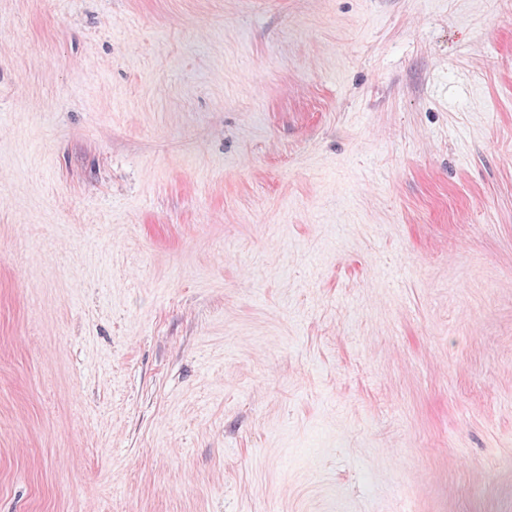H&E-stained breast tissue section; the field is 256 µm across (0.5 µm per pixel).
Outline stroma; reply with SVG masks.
I'll list each match as a JSON object with an SVG mask.
<instances>
[{"label": "stroma", "mask_w": 512, "mask_h": 512, "mask_svg": "<svg viewBox=\"0 0 512 512\" xmlns=\"http://www.w3.org/2000/svg\"><path fill=\"white\" fill-rule=\"evenodd\" d=\"M0 512H512V0H0Z\"/></svg>", "instance_id": "stroma-1"}]
</instances>
